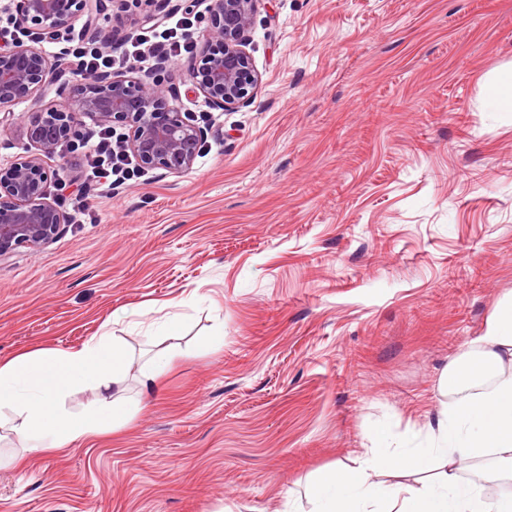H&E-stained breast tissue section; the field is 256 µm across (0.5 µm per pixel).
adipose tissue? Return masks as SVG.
I'll use <instances>...</instances> for the list:
<instances>
[{"label": "adipose tissue", "mask_w": 512, "mask_h": 512, "mask_svg": "<svg viewBox=\"0 0 512 512\" xmlns=\"http://www.w3.org/2000/svg\"><path fill=\"white\" fill-rule=\"evenodd\" d=\"M512 294L495 304L482 336L451 359L439 388L446 395L427 446L387 448L311 477L316 512H512V494L487 496L485 482L512 479ZM134 364L124 343L102 335L79 349L39 347L0 361V442L58 452L116 427L130 403L117 390ZM492 388H485L487 379ZM76 389L96 392V407L66 405ZM490 457L477 479L463 480L459 463ZM383 473L372 481V473Z\"/></svg>", "instance_id": "1"}]
</instances>
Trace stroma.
I'll return each mask as SVG.
<instances>
[{
	"mask_svg": "<svg viewBox=\"0 0 512 512\" xmlns=\"http://www.w3.org/2000/svg\"><path fill=\"white\" fill-rule=\"evenodd\" d=\"M157 10L108 0L97 25ZM247 51L251 101H174L213 128L189 172L106 187L70 145L46 158L89 211L0 259V360L105 331L139 366L187 355L153 390L129 375L118 429L11 448L0 512H312L310 475L378 431L426 445L443 368L512 293V112L482 91L512 68V0H260ZM63 103L0 112V167Z\"/></svg>",
	"mask_w": 512,
	"mask_h": 512,
	"instance_id": "1",
	"label": "stroma"
}]
</instances>
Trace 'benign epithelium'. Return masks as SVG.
Instances as JSON below:
<instances>
[{
  "instance_id": "obj_1",
  "label": "benign epithelium",
  "mask_w": 512,
  "mask_h": 512,
  "mask_svg": "<svg viewBox=\"0 0 512 512\" xmlns=\"http://www.w3.org/2000/svg\"><path fill=\"white\" fill-rule=\"evenodd\" d=\"M260 0H215L199 55L188 61L192 92L213 108L227 110L247 103L259 83L246 52L248 32ZM102 0H16L18 33L0 42V110L18 104L44 85L60 80L62 58L41 47L54 42L80 18L92 21ZM59 93L72 94L64 107L35 112L24 136L35 151L0 168V257L18 246L37 251L65 224L57 201L49 198L54 174L44 158L57 146L81 134L86 122L99 127L122 123L129 128L124 148L147 168L172 174L190 171L207 128L170 103L163 84L136 76L90 75Z\"/></svg>"
}]
</instances>
